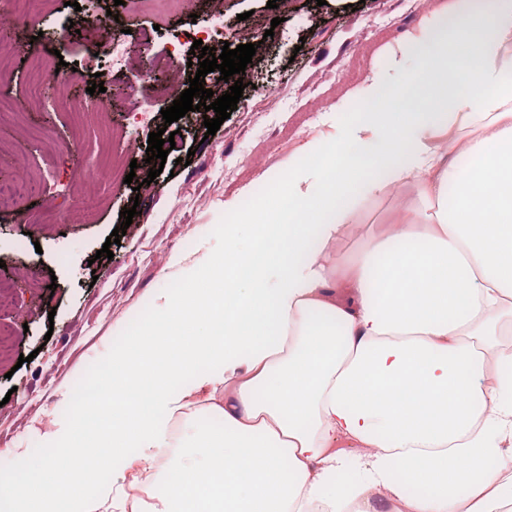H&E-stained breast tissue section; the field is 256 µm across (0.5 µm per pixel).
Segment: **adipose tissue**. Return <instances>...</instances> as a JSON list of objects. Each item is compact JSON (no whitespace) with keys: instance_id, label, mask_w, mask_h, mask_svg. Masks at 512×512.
I'll return each instance as SVG.
<instances>
[{"instance_id":"adipose-tissue-1","label":"adipose tissue","mask_w":512,"mask_h":512,"mask_svg":"<svg viewBox=\"0 0 512 512\" xmlns=\"http://www.w3.org/2000/svg\"><path fill=\"white\" fill-rule=\"evenodd\" d=\"M387 64L412 109L390 111L365 75L340 161L324 168L314 143L268 176L294 207L281 245L252 263L226 225L200 281L160 295L161 321L113 357L118 427L47 432L74 477L91 449L138 451L80 512H512V478L487 468L512 394L485 381L488 361L512 362V0H433ZM356 186L415 203L341 267L323 249L354 223ZM205 415L223 429L184 430ZM27 468L0 500L56 512L39 480L55 459Z\"/></svg>"}]
</instances>
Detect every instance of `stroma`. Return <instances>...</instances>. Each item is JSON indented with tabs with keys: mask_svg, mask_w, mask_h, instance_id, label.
Listing matches in <instances>:
<instances>
[{
	"mask_svg": "<svg viewBox=\"0 0 512 512\" xmlns=\"http://www.w3.org/2000/svg\"><path fill=\"white\" fill-rule=\"evenodd\" d=\"M49 0L45 10L13 13L0 0L13 39L26 45L0 58V103L17 120L0 121V183L25 177L41 189L28 208L0 206V324L23 314L25 329L0 342V442L13 453L42 443L47 431L74 426L70 383L76 373L111 364L117 342L140 325L162 317L154 298L171 286L186 287L201 276L195 260L224 247V226L255 196L267 171L287 173L301 163L314 139L340 148L341 131L358 100L336 88L332 77L354 54L358 76L386 72L384 46H398L419 24L412 0H192L176 13L115 7L107 0ZM222 5L224 32L212 46L237 47L264 33L265 47L253 56L236 110L214 136H207L203 110L180 118L175 147L166 161L147 160L150 132L162 122L168 99L139 90L119 101L108 121L109 89L128 85L133 74L152 72L168 57L181 77L195 75L194 31L206 28ZM95 15L125 45H143L128 68H112L97 52L84 18ZM59 70L66 92L44 88L28 94L32 63ZM102 73L105 92L88 93V80ZM152 120L142 123L141 111ZM137 150H129V143ZM190 165H183V157ZM156 183L146 184L150 169ZM133 184H125L126 175ZM412 190L375 197L354 189L357 222L347 238L328 250L337 263L352 260L365 238L392 226L393 216L412 204ZM136 207L132 221L122 211ZM125 228L112 258L97 257L114 228ZM191 236L192 249L181 240ZM30 360L19 363L20 355Z\"/></svg>",
	"mask_w": 512,
	"mask_h": 512,
	"instance_id": "stroma-1",
	"label": "stroma"
}]
</instances>
